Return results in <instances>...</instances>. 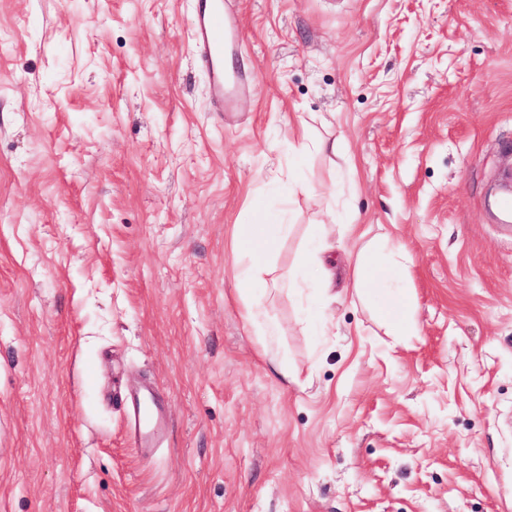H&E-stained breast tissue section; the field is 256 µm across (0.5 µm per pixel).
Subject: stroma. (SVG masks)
Returning <instances> with one entry per match:
<instances>
[{
  "label": "stroma",
  "instance_id": "1",
  "mask_svg": "<svg viewBox=\"0 0 512 512\" xmlns=\"http://www.w3.org/2000/svg\"><path fill=\"white\" fill-rule=\"evenodd\" d=\"M233 5L223 113L195 0H0V512H512V0ZM383 233L405 269L340 300ZM314 245L262 341L244 250ZM145 384L148 453L108 397ZM382 320L386 326L387 335L392 336L399 344L409 341L412 337L418 335L416 322L411 315H406L400 319H389L384 316Z\"/></svg>",
  "mask_w": 512,
  "mask_h": 512
}]
</instances>
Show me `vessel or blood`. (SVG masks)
<instances>
[{
    "instance_id": "vessel-or-blood-1",
    "label": "vessel or blood",
    "mask_w": 512,
    "mask_h": 512,
    "mask_svg": "<svg viewBox=\"0 0 512 512\" xmlns=\"http://www.w3.org/2000/svg\"><path fill=\"white\" fill-rule=\"evenodd\" d=\"M239 41L238 15L224 0H196L193 57L209 77L212 100L219 111L247 85L246 74H239L233 80L224 71V57L236 51ZM164 418L162 408L153 400L147 399L134 406L130 426L136 433L139 447H148Z\"/></svg>"
}]
</instances>
